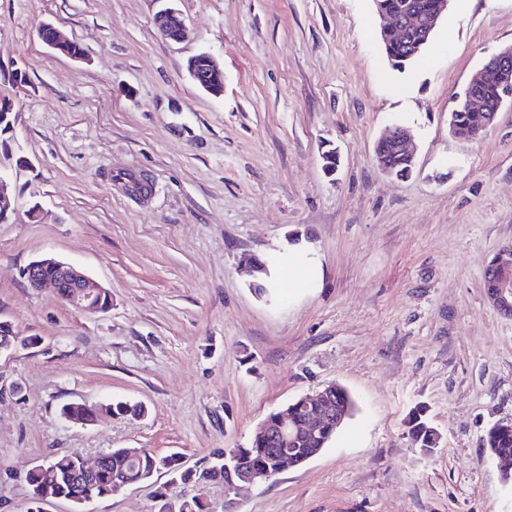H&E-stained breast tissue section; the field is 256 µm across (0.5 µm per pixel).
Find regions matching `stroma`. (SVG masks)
I'll return each instance as SVG.
<instances>
[{"mask_svg":"<svg viewBox=\"0 0 512 512\" xmlns=\"http://www.w3.org/2000/svg\"><path fill=\"white\" fill-rule=\"evenodd\" d=\"M176 10L179 39L156 14ZM49 22L83 49L48 47ZM373 0H0V318L36 345L0 356V512H27L25 474L112 448L184 466L248 445L294 399L338 383L357 411L317 457L240 490L239 512H512L482 440L512 421V318L483 271L512 243V106L483 138L448 114L486 57L512 45V0H451L421 62L394 70ZM207 53L215 95L188 72ZM23 81H16L15 72ZM415 174L373 156L392 123ZM335 150L334 172L322 155ZM146 178L139 196L117 181ZM301 234L318 268L266 294L240 272ZM51 254L112 293L87 313L21 272ZM144 416L81 426L69 402ZM441 436L422 454L408 421ZM190 487L159 474L82 508L156 512Z\"/></svg>","mask_w":512,"mask_h":512,"instance_id":"stroma-1","label":"stroma"}]
</instances>
